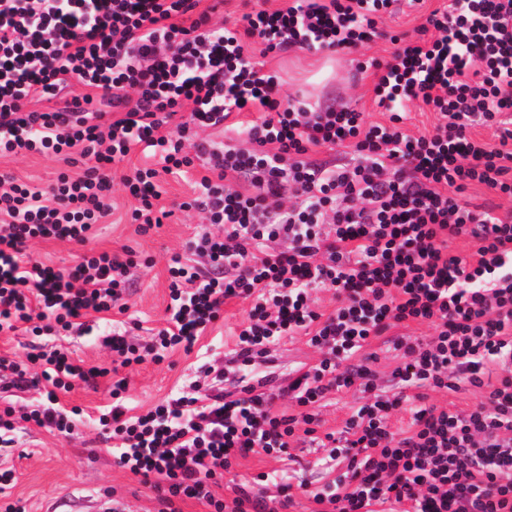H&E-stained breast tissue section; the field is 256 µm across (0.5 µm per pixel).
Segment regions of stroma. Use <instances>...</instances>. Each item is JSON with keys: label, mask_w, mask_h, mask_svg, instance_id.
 Masks as SVG:
<instances>
[{"label": "stroma", "mask_w": 512, "mask_h": 512, "mask_svg": "<svg viewBox=\"0 0 512 512\" xmlns=\"http://www.w3.org/2000/svg\"><path fill=\"white\" fill-rule=\"evenodd\" d=\"M421 12V11H420ZM420 12L401 0L393 13L384 15L379 27L384 35L356 53L316 50L295 51L285 55H269V69L277 71L287 91L308 95L311 103L324 106L338 103L364 112L367 119L379 117L373 100L371 73L355 74L354 55L391 59L394 50L390 35L414 32L422 23ZM65 165L54 157L30 154L20 158H0V174L14 177L16 182L46 186L55 182ZM202 168L182 173H159L161 205L172 209L174 217L164 224L140 232L134 224H100L89 245L75 242L46 240L30 244L32 258L61 268L71 266L84 248L117 251L132 248L137 254L135 285L128 299V309L112 313L110 321H97L90 334L75 331L44 336V343L67 348L85 366H111L112 355L103 339L113 322H121L131 338L146 337L148 329L162 326L168 302V266L172 256L183 253L186 243L209 231L197 212L183 210L182 204L199 193ZM248 303L232 302L225 306L222 319L207 335L200 338L191 353L175 351L162 362L146 361L135 369H119V376L128 380L127 404L145 408L175 394L183 382L193 376L201 364L217 359L229 360L234 353L232 332L245 316ZM111 378L101 379L97 387L78 386L60 401L65 406H80L85 419L73 436H55L31 429L21 434L18 445L0 450V469L13 468L16 483L12 498L26 500L29 512H86L90 500L115 497L123 501L127 512H154L156 502L149 486L128 471L117 466L112 457L99 447L103 429L98 422L100 413L112 402ZM294 462L284 464L265 457L252 456L243 460L240 468L225 474L218 493L230 496L232 483H245L259 472L279 470L294 480L317 482L324 469L321 453L307 448L294 449Z\"/></svg>", "instance_id": "35a3bbf8"}]
</instances>
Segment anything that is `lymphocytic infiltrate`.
<instances>
[{
	"mask_svg": "<svg viewBox=\"0 0 512 512\" xmlns=\"http://www.w3.org/2000/svg\"><path fill=\"white\" fill-rule=\"evenodd\" d=\"M395 0H285L258 5L230 27L224 0H0V157L53 154L82 164L45 189L0 178V332L42 336L46 323L91 332V314L125 311L132 249H89L112 207L111 169L135 147L162 166L124 177L141 231L162 224L159 171L206 159L192 208L223 234L190 242L168 268L166 319L149 340L105 337L121 367L191 351L232 300L249 303L237 334L239 375L201 366L196 380L147 411L131 413L127 379L113 381L99 422L116 463L155 493L156 512L193 499L213 512H285L304 496L310 512H512V215L465 201L483 185L512 197V0H451L429 12L417 38L391 36L392 61L373 71L384 121L344 105L312 108L284 92L263 53L337 51L367 44ZM63 98L61 107L37 101ZM439 116L405 132L409 106ZM258 111L237 128L235 112ZM497 126V143L476 138ZM245 139L217 146L209 130ZM348 145L351 165L329 168L319 148ZM470 234L469 257L448 241ZM34 239L85 245L72 266L27 259ZM316 288L336 306L317 311ZM428 336L393 339L399 361L379 385L372 341L397 326ZM306 337L318 357L269 388L246 378L284 338ZM105 369L61 348L0 357V394L43 388L42 400L0 413V447L21 424L72 433L83 410L60 405L76 383ZM468 385L467 410L430 403ZM359 392L340 433H320L330 395ZM407 428L389 426L393 412ZM324 448L336 474L318 487L257 474L215 494L222 472L249 455L280 460L292 444Z\"/></svg>",
	"mask_w": 512,
	"mask_h": 512,
	"instance_id": "lymphocytic-infiltrate-1",
	"label": "lymphocytic infiltrate"
}]
</instances>
